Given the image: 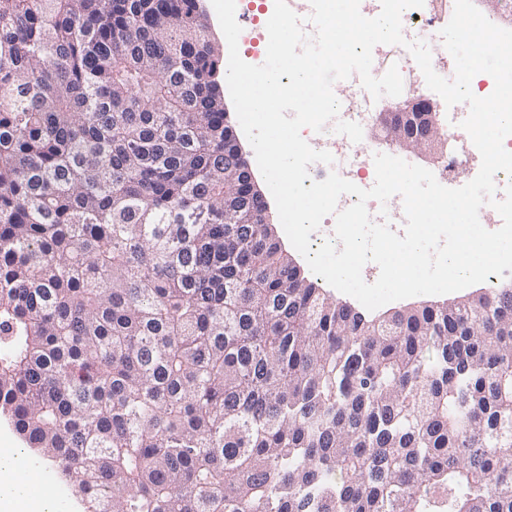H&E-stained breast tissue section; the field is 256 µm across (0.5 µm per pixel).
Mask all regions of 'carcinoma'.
Returning a JSON list of instances; mask_svg holds the SVG:
<instances>
[{
  "mask_svg": "<svg viewBox=\"0 0 512 512\" xmlns=\"http://www.w3.org/2000/svg\"><path fill=\"white\" fill-rule=\"evenodd\" d=\"M196 0H0V415L86 512H512V285L369 318L239 183Z\"/></svg>",
  "mask_w": 512,
  "mask_h": 512,
  "instance_id": "carcinoma-1",
  "label": "carcinoma"
}]
</instances>
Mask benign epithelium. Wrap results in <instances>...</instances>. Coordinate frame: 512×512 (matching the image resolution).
I'll list each match as a JSON object with an SVG mask.
<instances>
[{
  "instance_id": "benign-epithelium-1",
  "label": "benign epithelium",
  "mask_w": 512,
  "mask_h": 512,
  "mask_svg": "<svg viewBox=\"0 0 512 512\" xmlns=\"http://www.w3.org/2000/svg\"><path fill=\"white\" fill-rule=\"evenodd\" d=\"M379 126L385 133V140L405 149L430 146L442 151L447 144V139L441 135L437 106L423 96L384 109L379 116Z\"/></svg>"
}]
</instances>
